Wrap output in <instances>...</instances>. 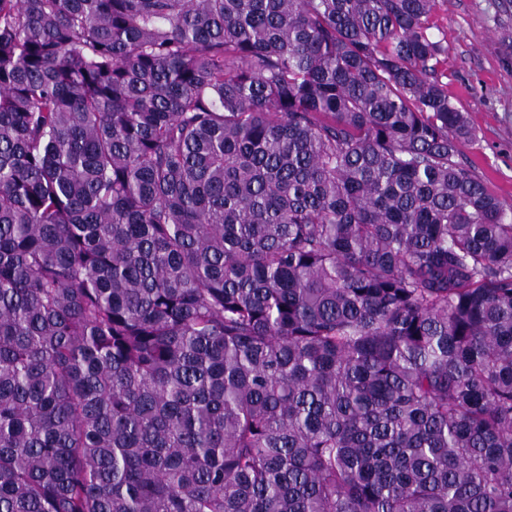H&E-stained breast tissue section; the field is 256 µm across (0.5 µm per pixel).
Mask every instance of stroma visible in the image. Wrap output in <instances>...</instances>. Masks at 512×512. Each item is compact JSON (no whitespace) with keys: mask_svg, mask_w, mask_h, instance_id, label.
Masks as SVG:
<instances>
[{"mask_svg":"<svg viewBox=\"0 0 512 512\" xmlns=\"http://www.w3.org/2000/svg\"><path fill=\"white\" fill-rule=\"evenodd\" d=\"M431 23L441 80L474 131L460 160L512 204V0H438Z\"/></svg>","mask_w":512,"mask_h":512,"instance_id":"35a3bbf8","label":"stroma"}]
</instances>
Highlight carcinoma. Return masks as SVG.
I'll return each instance as SVG.
<instances>
[{"instance_id": "carcinoma-1", "label": "carcinoma", "mask_w": 512, "mask_h": 512, "mask_svg": "<svg viewBox=\"0 0 512 512\" xmlns=\"http://www.w3.org/2000/svg\"><path fill=\"white\" fill-rule=\"evenodd\" d=\"M436 2L0 0V512H512Z\"/></svg>"}]
</instances>
